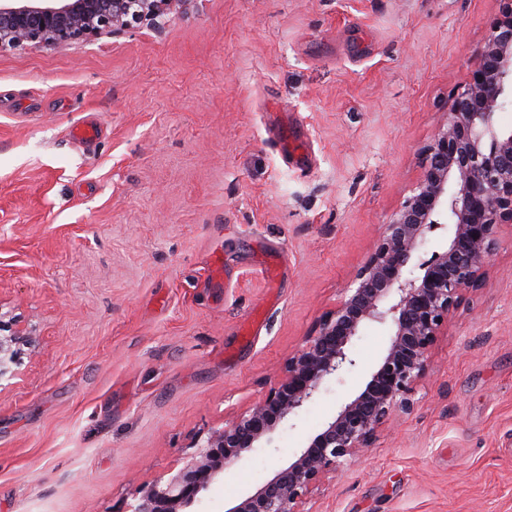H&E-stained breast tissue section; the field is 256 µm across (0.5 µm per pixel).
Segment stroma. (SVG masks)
I'll return each mask as SVG.
<instances>
[{"label":"stroma","instance_id":"35a3bbf8","mask_svg":"<svg viewBox=\"0 0 512 512\" xmlns=\"http://www.w3.org/2000/svg\"><path fill=\"white\" fill-rule=\"evenodd\" d=\"M499 11L188 0L160 33L0 53V321L30 337L0 376V512H129L252 408L416 187ZM390 335L365 324L358 366L196 512L294 460ZM415 399L312 512H512L511 225Z\"/></svg>","mask_w":512,"mask_h":512}]
</instances>
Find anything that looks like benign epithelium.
<instances>
[{"instance_id":"7a95c632","label":"benign epithelium","mask_w":512,"mask_h":512,"mask_svg":"<svg viewBox=\"0 0 512 512\" xmlns=\"http://www.w3.org/2000/svg\"><path fill=\"white\" fill-rule=\"evenodd\" d=\"M183 0H0V53L92 42L162 22ZM465 89L452 95L446 128L424 148L412 194L385 225L334 308L288 355L274 385L248 411L196 436L199 449L166 481L140 486L130 512H190L224 468L242 459L316 396L322 382L357 365L352 341L365 323L386 324L390 343L364 388L348 398L296 458L227 512H306L303 505L375 444L378 432L415 408V384L431 347L465 293L483 285L498 233L512 224V129L496 114L512 98V0H500ZM446 244L416 262L427 234ZM29 343L0 337V366Z\"/></svg>"}]
</instances>
